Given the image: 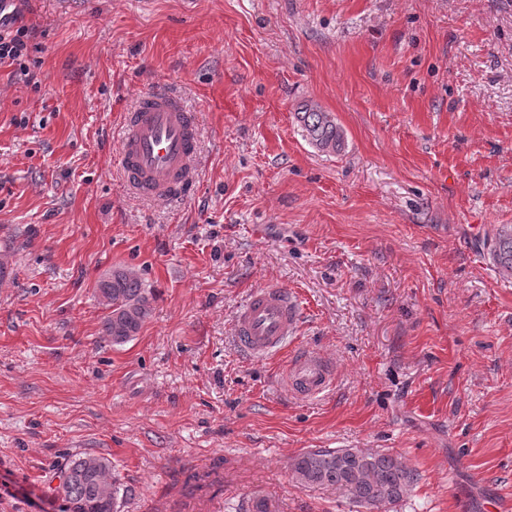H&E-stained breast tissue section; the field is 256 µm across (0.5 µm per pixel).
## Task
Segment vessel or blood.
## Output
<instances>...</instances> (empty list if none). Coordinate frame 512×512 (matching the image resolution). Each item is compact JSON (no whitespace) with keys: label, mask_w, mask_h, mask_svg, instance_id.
Wrapping results in <instances>:
<instances>
[{"label":"vessel or blood","mask_w":512,"mask_h":512,"mask_svg":"<svg viewBox=\"0 0 512 512\" xmlns=\"http://www.w3.org/2000/svg\"><path fill=\"white\" fill-rule=\"evenodd\" d=\"M119 164L129 188L146 198H171L191 190L198 175V121L185 102L158 87L126 113ZM299 322V302L285 288H258L242 302L234 343L253 359L287 345ZM333 374L320 355L298 351L283 377L289 393L312 398L331 388Z\"/></svg>","instance_id":"vessel-or-blood-1"}]
</instances>
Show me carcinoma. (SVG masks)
Instances as JSON below:
<instances>
[{
	"label": "carcinoma",
	"instance_id": "1",
	"mask_svg": "<svg viewBox=\"0 0 512 512\" xmlns=\"http://www.w3.org/2000/svg\"><path fill=\"white\" fill-rule=\"evenodd\" d=\"M294 119L303 136L316 150L338 154L344 147V131L330 112L305 101L297 105ZM484 246L499 273L512 277V225H503L487 237ZM98 297L107 300L102 333L114 345L131 341L152 313L153 290L139 274L118 267L98 282ZM295 483L302 486L336 487L365 507L400 501L417 481V474L398 458L366 453L355 448L311 449L291 462ZM61 486L68 512H117L131 489L112 474V461L87 454L70 460Z\"/></svg>",
	"mask_w": 512,
	"mask_h": 512
}]
</instances>
